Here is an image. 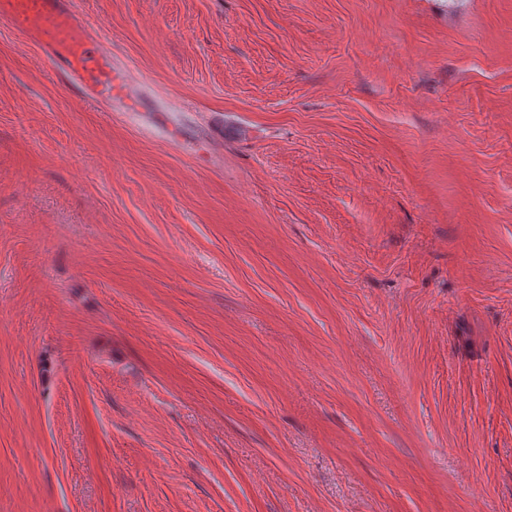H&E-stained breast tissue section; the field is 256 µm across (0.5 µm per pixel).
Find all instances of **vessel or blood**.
Returning a JSON list of instances; mask_svg holds the SVG:
<instances>
[{
  "instance_id": "obj_1",
  "label": "vessel or blood",
  "mask_w": 512,
  "mask_h": 512,
  "mask_svg": "<svg viewBox=\"0 0 512 512\" xmlns=\"http://www.w3.org/2000/svg\"><path fill=\"white\" fill-rule=\"evenodd\" d=\"M77 0H0V23L41 48L51 69L84 99L134 106L139 96L107 44L78 12Z\"/></svg>"
}]
</instances>
